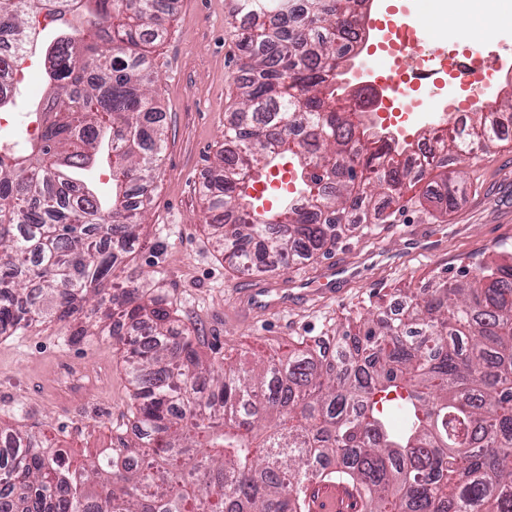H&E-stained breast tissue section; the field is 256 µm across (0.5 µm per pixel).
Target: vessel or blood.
Here are the masks:
<instances>
[{
    "label": "vessel or blood",
    "mask_w": 512,
    "mask_h": 512,
    "mask_svg": "<svg viewBox=\"0 0 512 512\" xmlns=\"http://www.w3.org/2000/svg\"><path fill=\"white\" fill-rule=\"evenodd\" d=\"M354 269L346 264L331 262L318 273L240 285L236 294L242 311L266 315L286 308L297 298H334L341 284L354 276ZM310 512H354L355 491L343 483L315 481L309 485Z\"/></svg>",
    "instance_id": "vessel-or-blood-1"
}]
</instances>
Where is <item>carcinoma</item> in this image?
<instances>
[{
  "label": "carcinoma",
  "mask_w": 512,
  "mask_h": 512,
  "mask_svg": "<svg viewBox=\"0 0 512 512\" xmlns=\"http://www.w3.org/2000/svg\"><path fill=\"white\" fill-rule=\"evenodd\" d=\"M363 3L239 0L233 10L248 26L235 42L224 174L202 195L234 268L278 275L355 224H393L398 209L375 206L373 192L402 209L406 182L420 180L357 153L373 133L330 102ZM41 13L59 22L44 51V134L0 159V335L83 315L72 340L127 345L129 420L147 437L74 468L38 433L0 427L11 444L0 512H310L313 480L348 484L362 512H512V246L465 280L405 296L400 318L372 307L357 333L333 328L326 344L302 341L285 359L244 366L213 348L202 360L200 337L165 298L107 288L137 241L163 148L147 47L166 0H0V35L32 50ZM506 136L494 118L478 140L448 147L475 158ZM104 152L110 199L81 180ZM287 152L304 205L265 209L246 183ZM429 175V194L450 208L448 162Z\"/></svg>",
  "instance_id": "carcinoma-1"
}]
</instances>
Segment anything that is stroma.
Wrapping results in <instances>:
<instances>
[{
	"instance_id": "35a3bbf8",
	"label": "stroma",
	"mask_w": 512,
	"mask_h": 512,
	"mask_svg": "<svg viewBox=\"0 0 512 512\" xmlns=\"http://www.w3.org/2000/svg\"><path fill=\"white\" fill-rule=\"evenodd\" d=\"M433 0H375L370 20L409 15L431 48H439ZM172 14L152 48L158 79L154 96L164 114L165 144L155 171L157 189L139 241L127 258L124 276L159 292L204 340L201 355L217 347L233 361L250 362L258 353L287 349L300 337L322 335L332 326L354 323L376 301L392 302L400 293L419 291L438 279L455 280L500 244L512 243V137L490 145L481 160L448 155V175L457 187L452 211L433 220L443 235L439 252L407 249L410 222L428 217L431 202H419L421 187L406 189L407 221L370 224L353 236L327 245L314 260L296 262L313 272L340 258L360 267V275L340 288L338 297L307 299L268 316L245 317L236 309L235 288L246 281L229 270L215 250L213 229L201 211L198 191L215 176L224 142V116L235 68L236 20L226 0H172ZM452 9L469 23L460 48L495 39L512 44V0H496V19L485 26L476 0H452ZM49 97L43 60L30 59L28 79L10 109L17 122L0 133L10 147L26 144L25 128L36 121ZM78 368L94 384L81 397L57 393L58 370ZM132 388L122 352L110 343L75 342L69 329L43 324L0 336V423L22 425L55 438L81 465L110 441L112 428L128 419Z\"/></svg>"
}]
</instances>
